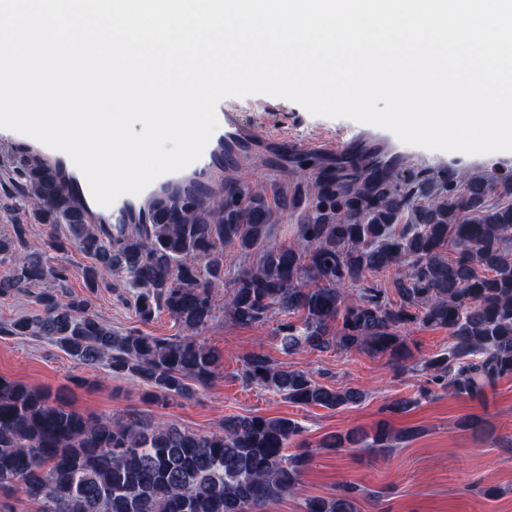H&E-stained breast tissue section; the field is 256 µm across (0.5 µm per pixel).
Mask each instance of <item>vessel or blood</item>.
Here are the masks:
<instances>
[{
	"label": "vessel or blood",
	"mask_w": 512,
	"mask_h": 512,
	"mask_svg": "<svg viewBox=\"0 0 512 512\" xmlns=\"http://www.w3.org/2000/svg\"><path fill=\"white\" fill-rule=\"evenodd\" d=\"M216 115L218 127L197 161L181 171L158 177L139 195L119 197L108 207L94 200L84 175L66 154L35 140L31 141L30 147L57 173L70 198L94 223L138 224L154 198L169 195L200 197L204 188L211 185L219 166L231 162L240 152L256 144L255 133L240 121L237 113L220 106Z\"/></svg>",
	"instance_id": "vessel-or-blood-1"
}]
</instances>
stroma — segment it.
Here are the masks:
<instances>
[{
  "label": "stroma",
  "mask_w": 512,
  "mask_h": 512,
  "mask_svg": "<svg viewBox=\"0 0 512 512\" xmlns=\"http://www.w3.org/2000/svg\"><path fill=\"white\" fill-rule=\"evenodd\" d=\"M224 106L238 112L260 139L251 151L252 162L225 166V175L237 179L273 182L282 170L296 168L309 144L328 134L341 141L346 153L367 145L399 156L403 181L423 169L433 174L453 170L473 176L512 175V152L466 155L408 146L387 129L347 118L315 117L294 102L263 94L230 97ZM42 259L67 267L68 294L89 296L92 310L112 329H137L152 336L179 333L178 324L164 314L142 322L118 289L88 292L83 270L92 260L77 249L48 251ZM276 327L273 320L244 326L217 315L202 338L221 357L220 375L189 401L149 402L144 385L112 378L101 366L88 368L46 336L0 335V376L61 394L71 409L88 417L120 418L136 411L202 434L218 430L225 418L236 415L296 420L303 439L316 450L303 476L305 496L332 497L341 485H353L358 489L356 512H512V377L487 388L483 399L441 392L389 418L385 404L414 396L425 381L422 373L401 374L386 359L355 351L307 348L290 353L277 339ZM253 352L291 369L323 371L325 383L358 390L362 398L335 410L301 408L272 391L244 386L238 375L244 356ZM469 417L481 420V431L463 427ZM384 419L394 429L412 427L417 434L384 455L365 443L339 452L321 446L331 434L351 429L372 433ZM305 496L273 501L267 512H305Z\"/></svg>",
  "instance_id": "stroma-1"
}]
</instances>
